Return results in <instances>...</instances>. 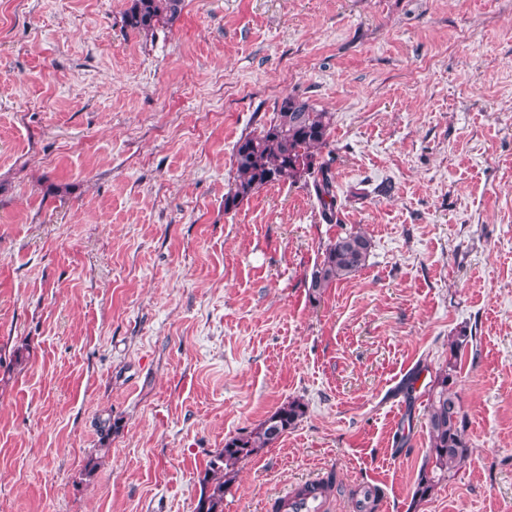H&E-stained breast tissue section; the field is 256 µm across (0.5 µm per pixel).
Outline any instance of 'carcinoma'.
I'll use <instances>...</instances> for the list:
<instances>
[{"instance_id":"1","label":"carcinoma","mask_w":512,"mask_h":512,"mask_svg":"<svg viewBox=\"0 0 512 512\" xmlns=\"http://www.w3.org/2000/svg\"><path fill=\"white\" fill-rule=\"evenodd\" d=\"M184 0H129L122 14L123 26L137 33H155L181 14ZM333 114L317 110L309 102L288 95L274 107L270 121L240 136L234 147V177L224 195V210L240 206L261 188L275 183L313 179L322 215L336 217V195L327 176L323 150L330 147ZM372 249L371 238L351 230L330 242L310 275L312 293L320 295L350 278L365 266ZM473 340L461 329L448 340V364L440 370L429 390L427 428L429 448L419 473L414 499L423 501L449 480L472 457L466 436L467 421L453 386L458 354ZM305 415V405L293 399L278 407L253 430L225 440L200 478L195 512H224V494L240 463L260 449L275 444Z\"/></svg>"}]
</instances>
